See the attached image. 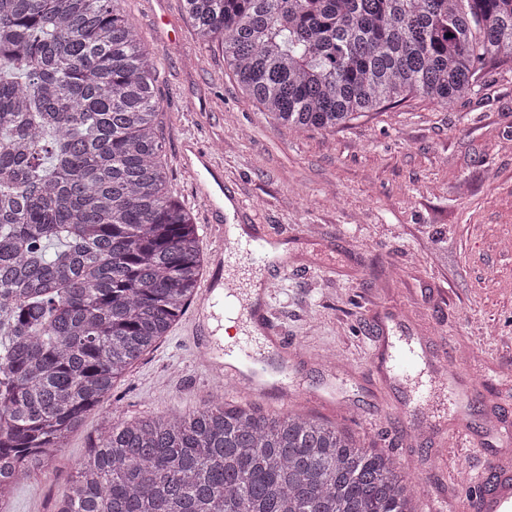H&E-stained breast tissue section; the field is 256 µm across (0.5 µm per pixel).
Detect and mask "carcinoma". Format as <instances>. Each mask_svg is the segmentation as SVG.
Instances as JSON below:
<instances>
[{
  "label": "carcinoma",
  "mask_w": 512,
  "mask_h": 512,
  "mask_svg": "<svg viewBox=\"0 0 512 512\" xmlns=\"http://www.w3.org/2000/svg\"><path fill=\"white\" fill-rule=\"evenodd\" d=\"M119 0H0V512L195 296L157 70ZM242 91L334 130L512 62V0H183ZM412 478L300 410L214 399L91 439L54 512H415Z\"/></svg>",
  "instance_id": "cac0c4a2"
}]
</instances>
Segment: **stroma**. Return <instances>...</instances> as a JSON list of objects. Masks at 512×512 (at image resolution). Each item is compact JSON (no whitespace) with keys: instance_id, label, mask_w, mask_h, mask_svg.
<instances>
[{"instance_id":"35a3bbf8","label":"stroma","mask_w":512,"mask_h":512,"mask_svg":"<svg viewBox=\"0 0 512 512\" xmlns=\"http://www.w3.org/2000/svg\"><path fill=\"white\" fill-rule=\"evenodd\" d=\"M159 72L158 133L168 188L197 224L202 282L227 273L274 279L275 323L303 355L287 370L294 394L268 382L261 406H292L393 455L416 478L417 512L456 497L459 473L489 468L502 445L486 420L512 421V64L487 63L474 93L445 105L413 94L333 131L281 125L250 100L218 44L201 43L182 0H121ZM224 168L240 212L219 224L281 245L280 260L216 268L207 209L180 162L185 139ZM186 318L144 354L55 453L50 474L19 486L10 512H52L91 437L117 420L186 412L217 384L192 360ZM434 336L432 364L469 357L459 419L480 450L433 457L432 424L453 430L447 404H414L371 353L381 337Z\"/></svg>"}]
</instances>
